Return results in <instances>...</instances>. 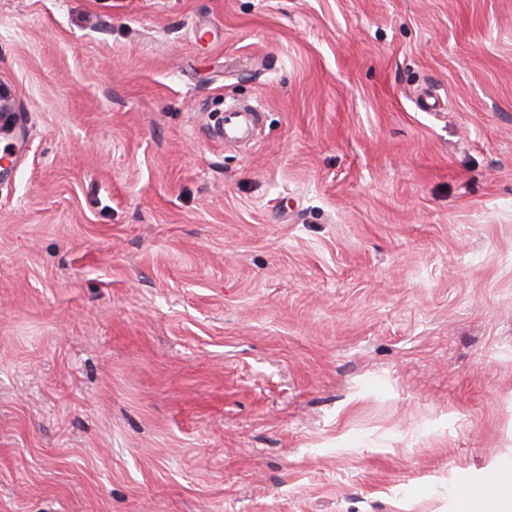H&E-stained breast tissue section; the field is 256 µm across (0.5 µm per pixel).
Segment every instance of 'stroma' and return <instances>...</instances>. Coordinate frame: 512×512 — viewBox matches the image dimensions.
Masks as SVG:
<instances>
[{
	"label": "stroma",
	"mask_w": 512,
	"mask_h": 512,
	"mask_svg": "<svg viewBox=\"0 0 512 512\" xmlns=\"http://www.w3.org/2000/svg\"><path fill=\"white\" fill-rule=\"evenodd\" d=\"M2 89L0 512H448L512 450V0H0Z\"/></svg>",
	"instance_id": "1"
}]
</instances>
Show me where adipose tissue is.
Segmentation results:
<instances>
[{
  "mask_svg": "<svg viewBox=\"0 0 512 512\" xmlns=\"http://www.w3.org/2000/svg\"><path fill=\"white\" fill-rule=\"evenodd\" d=\"M448 512H512V453L495 456L482 473L449 485Z\"/></svg>",
  "mask_w": 512,
  "mask_h": 512,
  "instance_id": "1",
  "label": "adipose tissue"
}]
</instances>
